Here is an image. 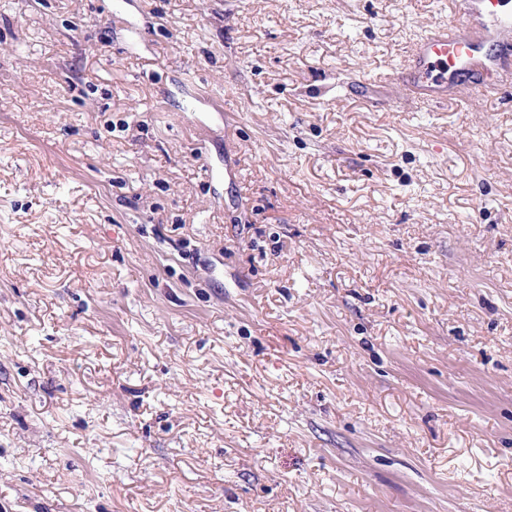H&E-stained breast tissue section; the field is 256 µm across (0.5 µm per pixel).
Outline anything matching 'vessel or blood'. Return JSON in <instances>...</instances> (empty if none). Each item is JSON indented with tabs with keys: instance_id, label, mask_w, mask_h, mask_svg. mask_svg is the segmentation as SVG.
<instances>
[{
	"instance_id": "b4317fda",
	"label": "vessel or blood",
	"mask_w": 512,
	"mask_h": 512,
	"mask_svg": "<svg viewBox=\"0 0 512 512\" xmlns=\"http://www.w3.org/2000/svg\"><path fill=\"white\" fill-rule=\"evenodd\" d=\"M456 20L416 38L396 69L403 94L443 105L512 89V0H453Z\"/></svg>"
}]
</instances>
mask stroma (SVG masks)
I'll use <instances>...</instances> for the list:
<instances>
[{
    "label": "stroma",
    "instance_id": "stroma-1",
    "mask_svg": "<svg viewBox=\"0 0 512 512\" xmlns=\"http://www.w3.org/2000/svg\"><path fill=\"white\" fill-rule=\"evenodd\" d=\"M440 3L0 0V512H512V96L391 78Z\"/></svg>",
    "mask_w": 512,
    "mask_h": 512
}]
</instances>
